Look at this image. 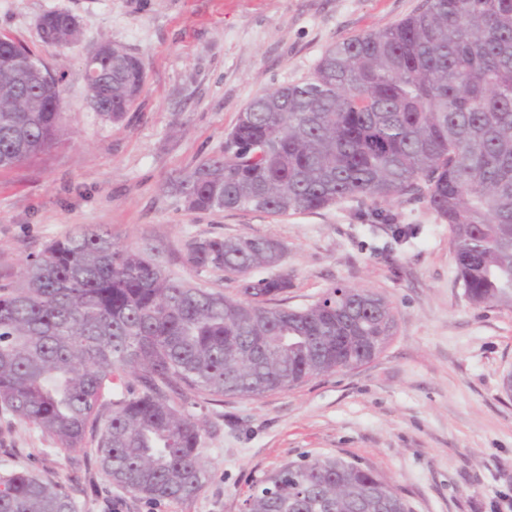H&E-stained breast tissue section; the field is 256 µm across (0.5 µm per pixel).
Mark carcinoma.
Here are the masks:
<instances>
[{
    "label": "carcinoma",
    "mask_w": 512,
    "mask_h": 512,
    "mask_svg": "<svg viewBox=\"0 0 512 512\" xmlns=\"http://www.w3.org/2000/svg\"><path fill=\"white\" fill-rule=\"evenodd\" d=\"M50 12L43 31L67 30ZM87 79L100 113L121 121L145 86L143 62L105 42ZM35 54L0 35V167L52 148L62 90L7 76ZM37 106L16 111L20 96ZM172 191L191 212H313L345 199L422 194L452 234L458 278L475 305L512 309V0H423L406 18L328 47L313 75L256 96L224 141ZM283 245L243 235L191 243L186 263L221 272L227 295L170 277L159 250L122 247L82 225L0 286V410L62 448L100 428L94 455L109 482L161 504L195 497L209 477L202 427L170 393L260 397L364 365L382 350L391 303L336 286L301 310L275 303L291 280ZM264 268L271 274L255 277ZM121 373L140 388L101 398ZM0 512H79L59 481L0 471ZM245 512H408L376 470L302 457L270 473Z\"/></svg>",
    "instance_id": "obj_1"
}]
</instances>
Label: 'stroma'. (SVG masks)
<instances>
[{
	"instance_id": "stroma-1",
	"label": "stroma",
	"mask_w": 512,
	"mask_h": 512,
	"mask_svg": "<svg viewBox=\"0 0 512 512\" xmlns=\"http://www.w3.org/2000/svg\"><path fill=\"white\" fill-rule=\"evenodd\" d=\"M423 0H0V34L61 80L63 132L47 153L0 170V285L22 283L29 256L80 225L103 224L124 247L161 250L167 274L227 294L223 274H196L188 244L270 237L285 249L284 306L304 309L337 284L378 293L397 318L373 361L261 397L193 408L210 478L186 501L154 507L111 486L93 437L62 450L35 425L0 411V462L62 482L81 512H241L252 488L301 457L340 455L382 474L410 512H512V310L477 307L458 280L447 224L420 196L374 206L347 199L316 213L186 210L167 183L222 155L255 96L309 78L333 43L398 22ZM80 22L56 50L41 17ZM146 67L144 90L119 123L89 104L86 59L102 42ZM382 209L417 228L395 241Z\"/></svg>"
}]
</instances>
